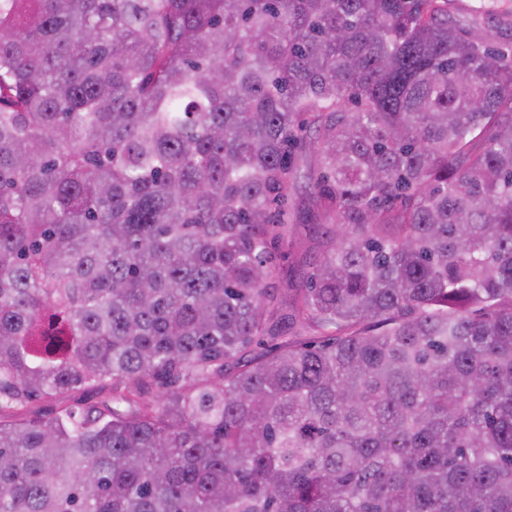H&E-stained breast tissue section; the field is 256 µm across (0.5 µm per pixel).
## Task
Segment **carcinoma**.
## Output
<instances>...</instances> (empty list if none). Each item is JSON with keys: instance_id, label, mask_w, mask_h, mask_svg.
Listing matches in <instances>:
<instances>
[{"instance_id": "carcinoma-1", "label": "carcinoma", "mask_w": 512, "mask_h": 512, "mask_svg": "<svg viewBox=\"0 0 512 512\" xmlns=\"http://www.w3.org/2000/svg\"><path fill=\"white\" fill-rule=\"evenodd\" d=\"M448 2L0 0V512H512V52ZM316 232L315 226L305 225L297 230L292 247H288V245L277 247L273 262L277 281L285 282L291 279L299 282L300 272L296 265L297 256L311 248Z\"/></svg>"}]
</instances>
